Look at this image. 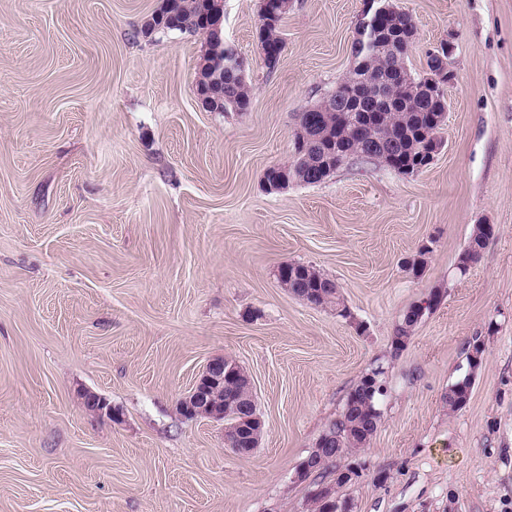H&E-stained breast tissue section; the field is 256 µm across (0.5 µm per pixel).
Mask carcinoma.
Returning <instances> with one entry per match:
<instances>
[{
    "mask_svg": "<svg viewBox=\"0 0 512 512\" xmlns=\"http://www.w3.org/2000/svg\"><path fill=\"white\" fill-rule=\"evenodd\" d=\"M178 30L195 32L203 8L202 0H171ZM389 7L388 16L379 26H371L367 44H352L355 67L341 79L340 85L351 93L350 100H363L362 111L370 113V120L357 126L350 113L338 107L336 110L318 105L300 114L294 136L301 139L308 134L309 127H318L325 135V148L337 146L345 151L357 153L369 146L377 148L375 163L389 167L400 174H413L428 166L427 158L436 140V133L443 122L447 103L444 91L431 86L433 66L427 64L425 75L415 76L407 68V58L412 44L415 24L406 13L393 7L390 0H383ZM282 16L271 19L266 26L265 42L281 52L284 41L279 25ZM387 88V98H374L358 84L363 75ZM213 89L223 97L224 111L245 112L249 108L251 90L245 78L228 69L214 73ZM325 155L321 150L308 152L301 162H293L267 170L270 177L289 183L314 184L315 173L320 170ZM492 226H474L467 245L458 257L457 269L464 273L469 263L477 262L488 242L494 237ZM281 283L295 295L316 305H330L342 314L344 302L339 289L331 287L332 280L311 266L290 264L288 277ZM422 307L416 306L404 315L397 325L391 346L394 352L403 350L414 326L419 321ZM225 367L233 368L234 376L224 377V387L216 396L224 400L225 427L237 425L236 403L244 396L246 375L236 363L229 361ZM471 384L463 378L448 387L446 403L451 410L462 409L470 398ZM382 394L371 389L367 377L363 376L349 392L340 419L331 424L326 432L334 433L348 446L349 454L365 448L378 426L373 424L382 418L379 400ZM307 502L313 512H344L349 500L336 495L332 504L325 503L307 491Z\"/></svg>",
    "mask_w": 512,
    "mask_h": 512,
    "instance_id": "obj_1",
    "label": "carcinoma"
}]
</instances>
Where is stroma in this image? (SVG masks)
I'll list each match as a JSON object with an SVG mask.
<instances>
[{"instance_id": "1", "label": "stroma", "mask_w": 512, "mask_h": 512, "mask_svg": "<svg viewBox=\"0 0 512 512\" xmlns=\"http://www.w3.org/2000/svg\"><path fill=\"white\" fill-rule=\"evenodd\" d=\"M260 3L224 0L250 106L207 112L204 37L143 31L161 0H0V512H304L296 466L380 365L351 512H512V0H394L412 74L454 44L429 166L354 159L278 193L264 174L350 69L364 0H292L272 69ZM477 224L496 234L462 274ZM290 262L335 281L349 317L288 291ZM476 339L470 399L449 411ZM219 357L263 421L247 456L224 422L176 409ZM421 310V306L413 307L410 310V314H405L402 321L397 325L391 342L394 352L398 353L406 347L412 329L423 316L422 314V316L419 317Z\"/></svg>"}]
</instances>
